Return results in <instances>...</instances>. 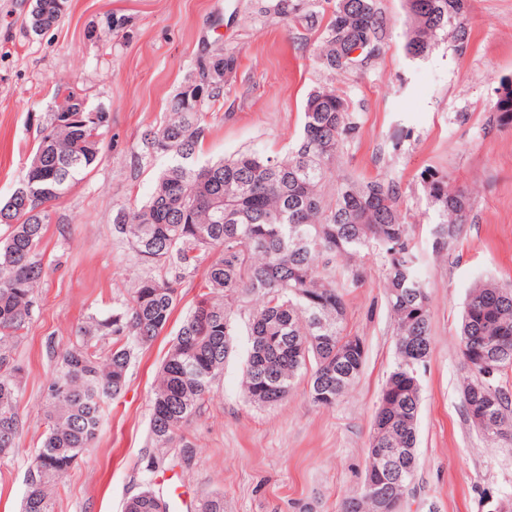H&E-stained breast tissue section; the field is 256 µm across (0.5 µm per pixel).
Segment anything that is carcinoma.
Returning <instances> with one entry per match:
<instances>
[{"label":"carcinoma","instance_id":"carcinoma-1","mask_svg":"<svg viewBox=\"0 0 512 512\" xmlns=\"http://www.w3.org/2000/svg\"><path fill=\"white\" fill-rule=\"evenodd\" d=\"M329 12L303 11L293 0L276 10L308 29H321L317 62L336 74L364 67L382 52L390 21L378 0H326ZM406 52L422 59L441 40L463 53L470 42L464 22L467 0H404ZM67 0H33L27 29L41 35L64 19ZM238 68L234 53H220L200 70L218 74L200 83L202 99L183 87L170 100V120L142 133L144 147L175 157L139 208L117 210L113 224L152 272L139 277L125 307L79 327L81 340L57 357L59 373L46 390L45 431L30 462L36 480L23 512H52V498L65 475L93 447L103 404L125 390L133 347L146 346L167 327L179 286L193 277L200 257L213 256L199 282L195 307L176 333L156 380L150 434L159 448L183 441V426L199 412L224 372L247 315L248 348L242 393L268 406L281 402L296 380L308 375L311 401L331 407L359 377L365 341L346 330L347 288L364 280V260L382 259L385 295L396 326V359L383 385L369 436L365 480L370 492L345 499L343 512H402L416 468L421 404L420 368L431 351L430 297L419 275V253L401 208L402 182L338 173L344 146L359 131L358 116L336 88L311 91L303 106L297 144L286 159L247 150L197 165L205 138L204 110L224 99ZM487 125L512 127V79L494 90ZM56 111L40 131L19 186L0 206V458L18 449L21 368L9 346L31 316L35 288L45 270L38 248L51 208L101 152L99 135L109 113L89 107L69 85L57 88ZM94 115L96 121L70 116ZM426 191L437 207L432 248L448 252L472 208L467 192L445 174L430 173ZM114 337L112 348L92 345ZM460 350L468 376L461 386L466 420L484 438L512 442V393L498 377L512 369V284L481 279L463 306ZM484 420H475L476 412ZM169 503L148 487L125 512H167Z\"/></svg>","mask_w":512,"mask_h":512}]
</instances>
